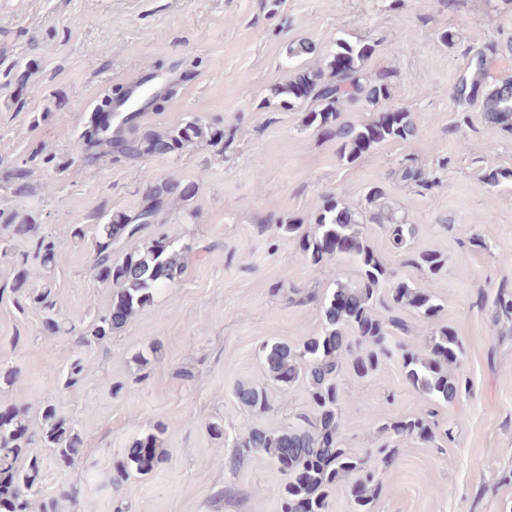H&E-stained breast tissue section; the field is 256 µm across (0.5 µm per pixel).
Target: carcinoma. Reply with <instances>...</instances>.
Returning <instances> with one entry per match:
<instances>
[{"instance_id":"cac0c4a2","label":"carcinoma","mask_w":512,"mask_h":512,"mask_svg":"<svg viewBox=\"0 0 512 512\" xmlns=\"http://www.w3.org/2000/svg\"><path fill=\"white\" fill-rule=\"evenodd\" d=\"M309 39L292 42L287 47L291 59L315 54ZM372 53L368 44L336 43V50L323 64L298 67L288 80L272 89V96L290 109L308 101L315 107L305 113L309 128L340 141V157L348 164L359 160L372 147L389 139L409 140L417 135L413 113L397 109L380 114L369 123L355 124L342 120L347 102L377 104L391 94L394 71L385 69L369 73L364 62ZM512 54V42H488L477 48L465 73L459 78L454 98L461 107H479L487 123L512 134V76L496 78L494 59ZM224 130L192 119L163 131L146 130L126 137L123 127L100 134L96 143L115 148L127 156L172 157L202 142L212 146L222 143ZM405 182L426 184L433 181L424 170L413 165L400 169ZM512 181V171L490 168L482 182L497 186ZM194 186L174 179L156 184L136 216L115 214L104 224L96 225L93 242L95 278L116 288L112 305L93 324L92 336L103 340L123 328L142 309L171 287L182 275L192 246L180 243L169 233H160L143 244L125 251L121 258L112 257L116 244L138 238L152 224L163 205L181 206L194 196ZM384 191L372 186L366 201L374 212L371 221L381 225L390 246L397 252L410 250L415 227L406 224L381 204ZM363 214L344 201L328 196L314 216L312 231L302 233V224L290 218L277 230L298 237L299 258L311 265H321L335 258H348L361 271V280L351 286L336 282V287L321 304L320 331L298 344L273 342L263 348L267 375L283 386L301 383L306 389L310 412L299 416V423L277 431L252 427L236 438L235 444L248 452L265 454L287 476L279 491L280 512H327L328 498L337 484L352 481V512H373L380 492L379 466L388 467L401 454L399 448H381L377 462L352 454L343 445L339 433V377L349 369L361 377L376 371L394 358L403 362L409 383L437 401L451 403L469 388L455 369L463 355L455 333L443 327L432 337L426 353H414L392 340L391 330L409 332L400 313L413 308L426 318H434L442 305L431 295L416 291L406 282L394 283L383 291L390 279L384 263L366 244L360 230ZM0 224L16 235H31L37 224L27 215L0 212ZM60 258L56 243L46 237L36 238L33 254L19 262L14 271L13 288L23 292L33 305L52 311V285L42 272L55 266ZM411 263L438 275L445 267L442 254L421 252ZM236 398L245 407L264 412L269 409L268 394L257 384H239ZM41 428L33 433L25 414L11 409L0 411V481H8V495H0V512H59L58 501L35 504L31 491L42 471L43 461L25 455L34 437L53 450L62 463L71 464L79 457L82 439L50 403L39 402ZM383 432L406 438L433 437L431 421L421 415L385 421ZM164 457L160 437L151 433L132 441L126 463L118 478L133 470L149 473Z\"/></svg>"}]
</instances>
